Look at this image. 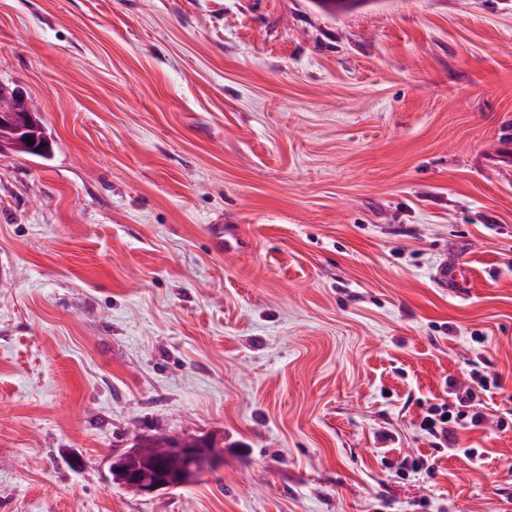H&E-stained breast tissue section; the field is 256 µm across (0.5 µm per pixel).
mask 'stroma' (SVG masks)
<instances>
[{
  "instance_id": "1",
  "label": "stroma",
  "mask_w": 512,
  "mask_h": 512,
  "mask_svg": "<svg viewBox=\"0 0 512 512\" xmlns=\"http://www.w3.org/2000/svg\"><path fill=\"white\" fill-rule=\"evenodd\" d=\"M0 85V512H512V0H0ZM172 434L223 466L110 483ZM27 138L32 139V144L34 142L41 143L43 139H48V136L43 127L42 120L37 117L36 112L33 113V118L28 125L27 129L21 133H14L11 129L4 128L0 131V141L4 143H11L12 141H18L22 147L14 148L9 147L10 149L25 155H30L34 157H39L42 159H48L52 154V143L50 150L46 152H35L31 149L32 144L27 142ZM49 140V139H48ZM473 388H457L454 381L448 382V398L452 402L443 401L432 404L422 416L419 428L427 435L429 442L437 451L462 453L471 462L480 464L482 453L476 448H462L456 429L468 425L478 426L484 420L480 398ZM194 438L202 439L197 440L191 446L178 444L175 445L174 448H171L169 457L158 467L155 480V471L151 467L144 466L140 470L141 476L144 480L150 482L141 481L136 469L133 467L123 472V478L117 480V482L132 487L137 494L141 496L154 495L162 489H172L194 483L200 479L206 471L185 468L179 464L181 459L186 457L204 458L216 468L221 466L224 462L223 453L217 449L219 446H217L212 439L203 437Z\"/></svg>"
}]
</instances>
